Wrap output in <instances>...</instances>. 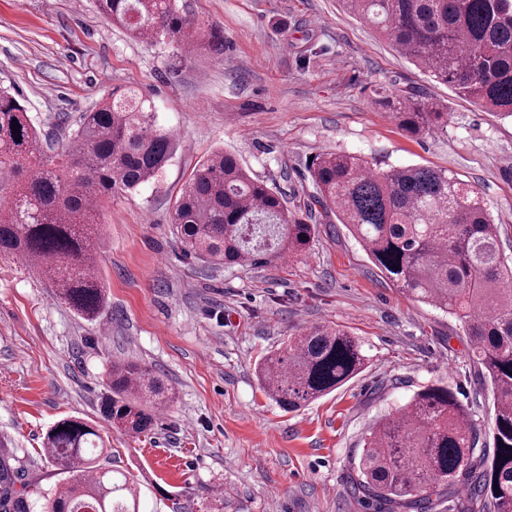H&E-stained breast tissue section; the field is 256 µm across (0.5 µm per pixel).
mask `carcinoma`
I'll use <instances>...</instances> for the list:
<instances>
[{
  "label": "carcinoma",
  "instance_id": "obj_1",
  "mask_svg": "<svg viewBox=\"0 0 512 512\" xmlns=\"http://www.w3.org/2000/svg\"><path fill=\"white\" fill-rule=\"evenodd\" d=\"M346 6L435 81L512 118V0ZM95 7L136 39L176 43L189 56H224L223 33L178 0H95ZM386 103L412 136L448 123V113L412 89L390 93ZM174 149L150 101L125 88L81 113L68 141L49 154L27 108L0 89V254L32 259L58 300L87 321L101 320L108 297L96 267L99 202L156 182ZM310 173L315 202L397 288L462 323L493 407L488 452L475 412L456 391L421 387L370 428L350 493L373 512H431L433 494L456 499L457 512H512V263L499 248L500 225L479 193L445 169L383 167L327 152ZM311 221L287 214L282 194L224 151L199 165L173 216L182 252L224 268L304 252ZM368 363L359 338L316 326L266 355L257 372L267 395L289 410L334 392ZM105 385L110 427L132 438L152 430L174 401L158 373L128 360L110 363ZM43 447L58 476L48 488L28 478L29 463L14 449L0 448V512H139L130 479L98 463L104 440L91 423L63 418Z\"/></svg>",
  "mask_w": 512,
  "mask_h": 512
}]
</instances>
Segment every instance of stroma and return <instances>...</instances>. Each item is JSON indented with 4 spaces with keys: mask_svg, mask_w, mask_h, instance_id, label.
I'll use <instances>...</instances> for the list:
<instances>
[{
    "mask_svg": "<svg viewBox=\"0 0 512 512\" xmlns=\"http://www.w3.org/2000/svg\"><path fill=\"white\" fill-rule=\"evenodd\" d=\"M224 34V56L130 39L89 0H0V87L58 147L111 92L138 90L180 142L157 183L101 201L98 322L60 303L41 273L0 257V439L44 483L42 442L70 416L100 421L111 361L151 367L176 391L154 430H109V466L141 490V512H365L348 494L372 423L423 386L460 389L491 442V396L461 324L402 293L333 214L315 204L309 159L347 151L452 171L477 189L512 257V121L458 97L362 24L343 0H184ZM412 87L448 110L443 131L409 136L379 101ZM232 152L312 211L296 257L213 269L172 233L176 202L213 151ZM360 337L369 367L295 411L263 391L258 362L310 326Z\"/></svg>",
    "mask_w": 512,
    "mask_h": 512,
    "instance_id": "35a3bbf8",
    "label": "stroma"
}]
</instances>
